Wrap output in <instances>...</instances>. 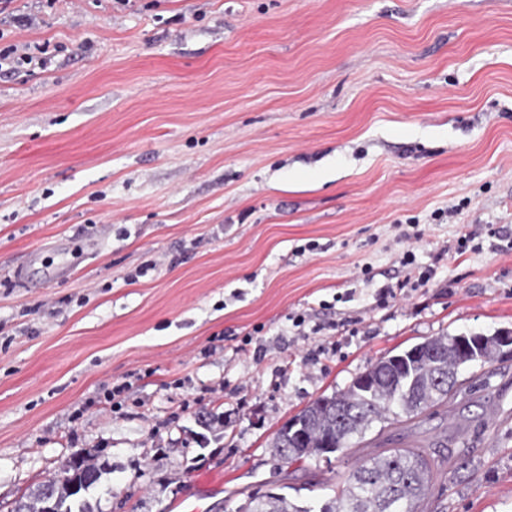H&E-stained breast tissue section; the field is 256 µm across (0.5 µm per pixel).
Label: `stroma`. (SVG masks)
I'll use <instances>...</instances> for the list:
<instances>
[{"label":"stroma","mask_w":512,"mask_h":512,"mask_svg":"<svg viewBox=\"0 0 512 512\" xmlns=\"http://www.w3.org/2000/svg\"><path fill=\"white\" fill-rule=\"evenodd\" d=\"M10 44L37 60L0 72V512L81 451L96 512L331 496L359 453L284 463L283 424L512 330V0H8ZM459 378L389 434L448 437L422 512H512V352Z\"/></svg>","instance_id":"obj_1"}]
</instances>
